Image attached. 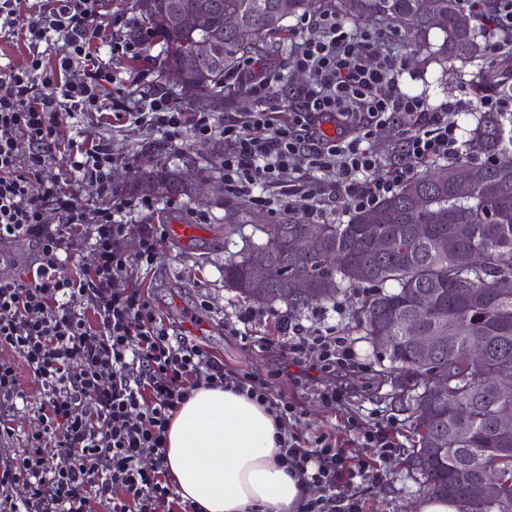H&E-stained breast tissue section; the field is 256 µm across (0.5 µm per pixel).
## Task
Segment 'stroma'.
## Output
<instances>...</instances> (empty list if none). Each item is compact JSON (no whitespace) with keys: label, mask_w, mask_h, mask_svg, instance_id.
<instances>
[{"label":"stroma","mask_w":512,"mask_h":512,"mask_svg":"<svg viewBox=\"0 0 512 512\" xmlns=\"http://www.w3.org/2000/svg\"><path fill=\"white\" fill-rule=\"evenodd\" d=\"M133 0H99L94 24L103 39L93 46L97 55L115 75L106 93L112 102L111 110L76 115L69 125L75 140L94 144L107 142L116 162L112 167V182L122 185L140 168L166 160L168 165L181 168L207 169L214 178H221L222 160L206 154L204 144L187 141L182 147L171 148L162 133L136 126L129 114L146 107L154 97L168 95L183 111L196 112L200 106L184 96L180 90H168L160 73L157 55L160 43H153L152 58L141 54L113 55L112 47L121 42L129 22L136 17ZM296 18H288L287 38L265 39L258 54L250 55L237 73L226 80L224 94L229 100L224 110L216 112V119L232 117L243 112L239 89L251 85L261 72V56L272 55L281 63L276 72L277 96L280 112H287L294 94L304 85L303 75L291 69L290 58L300 41ZM382 38L377 43L378 53H393L405 61L401 77L403 90L427 96L433 106L448 102L458 109L449 113V121L457 122L463 138H471L477 124L474 96L470 83L480 69L501 70L500 60L484 58L480 62L455 60L440 64L431 57L443 42L439 30H431L425 37V51L416 53L403 36L394 35L390 22L375 23ZM46 176L66 182L83 211L85 223L98 220L100 211L108 207L96 191L75 178L61 160L52 161ZM244 210L246 218L234 225L233 233H225L224 216L227 208ZM136 224H191L197 234L183 241L165 235L159 247V257L149 268L143 267L138 254L136 237H129L122 245L131 281L148 295L156 313L173 328L176 334L200 344L219 358L226 372L248 373L269 384L273 394L300 403L303 413L299 419L287 421L290 433L307 440L327 436L329 443L342 448L353 459L374 462V449L365 447L358 430L359 424L382 422L396 444V451L381 470H369L366 478L336 483L338 495L359 499L365 512H416V504L423 493L410 477L407 459L414 443L413 426L405 413L398 410L392 399L390 385L379 384L377 373L388 367L383 353L362 340L356 327L354 312L362 300L372 293L368 284L344 288L330 300L303 310L293 311L286 305L267 309L238 297L224 285V260L246 244L261 243L263 225L273 223L270 214L255 208L248 198L225 195L223 205H198L185 198L154 200L151 209L134 213ZM306 328L333 327L336 335L346 337L352 344L356 358L353 366L336 368L331 374L333 385L344 392L342 401L330 407L315 392L314 384L297 369L282 372L279 369V342L288 338V323ZM238 326L240 337L230 336L227 325ZM252 336V343H244V336Z\"/></svg>","instance_id":"stroma-1"}]
</instances>
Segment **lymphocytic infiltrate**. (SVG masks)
Here are the masks:
<instances>
[{
    "instance_id": "lymphocytic-infiltrate-1",
    "label": "lymphocytic infiltrate",
    "mask_w": 512,
    "mask_h": 512,
    "mask_svg": "<svg viewBox=\"0 0 512 512\" xmlns=\"http://www.w3.org/2000/svg\"><path fill=\"white\" fill-rule=\"evenodd\" d=\"M20 0H0V35L25 36L34 51L28 67L0 66V242L26 238L37 247L34 264L21 274L0 276V443L13 429L7 411L27 402L17 362L41 386L40 430L27 434L25 450L0 468V489L23 485L24 499L0 498V512H189L166 465L169 422L199 387H225L264 405L283 422L299 415L298 404L274 398L268 383L250 374H229L200 345L170 334L149 299L135 286L119 287L128 269L121 244L136 235L143 266L154 264L164 235L156 224H134L132 211L151 199L117 198L107 145L87 147L62 130L73 112H103V83L112 75L94 59L98 0H42L26 29H17ZM302 39L292 67L308 80L286 120H276L273 77L251 86L253 111L216 121L211 113L187 114L166 97L135 113L136 124L162 131L169 142L184 135L224 140V187L248 197L270 214L284 202L264 194L285 175H302L289 196L315 200L330 192L350 209L368 208L413 177L416 167L463 153L458 128L438 116L428 99L402 90L403 62L371 49L374 32L352 29L336 12L300 17ZM59 43L54 65L37 46ZM405 127L403 153L388 177H377L381 158L372 139L383 126ZM63 145L62 161L81 182L112 201L97 223L86 224L71 194L45 179L49 150ZM63 223L50 224L48 211ZM95 253L92 267L70 272L75 240ZM281 355L302 362L312 352L326 361L352 358L350 346L327 330L294 325ZM280 458L289 475L318 489L297 512H361L351 496H337L341 476L365 477L369 465L350 466L326 439L314 442L281 433ZM69 457L56 466L55 456Z\"/></svg>"
}]
</instances>
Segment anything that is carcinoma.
Segmentation results:
<instances>
[{"label": "carcinoma", "instance_id": "1", "mask_svg": "<svg viewBox=\"0 0 512 512\" xmlns=\"http://www.w3.org/2000/svg\"><path fill=\"white\" fill-rule=\"evenodd\" d=\"M168 0H135L137 21L129 37L141 39L150 34L164 46L162 74L177 87L194 83L211 97L224 99V80L239 66L241 59L257 51L260 43L287 32L284 21L312 8L315 0H288V10L279 8L280 0H178L186 6L208 4L212 24L204 34L191 33L170 22ZM465 0H340L345 15L356 21L388 19L399 25L410 46H420L425 34L437 28L445 38L438 53L445 59H476L483 47L480 32L461 28L458 18ZM208 38L224 45V63L187 70L183 58L196 41ZM493 91L512 99V85L505 81L478 76L476 97ZM477 149L488 154L512 144V120L499 112H482L473 130ZM455 161L430 163L418 176L401 185L394 194L382 198L373 207L354 211L347 222H322L327 246L311 258L296 257L278 251H266L263 245L248 246L224 262V283L243 280L252 262L261 257L271 269L269 295L262 305L272 309L278 303L293 310L313 306L325 297L286 293L300 275L313 281L336 280V287L368 283L381 288L369 295L357 314V327L364 339L387 341L384 354L390 366L380 371L383 383L392 382L397 371L416 373L413 387L400 399L402 411L414 419L417 441L412 451L435 445L444 449L441 457L420 474L423 490L459 503V512H502L487 504L480 495L475 477L495 480L502 487L506 502L512 504V398L499 397L488 388L489 382L503 371L512 372V294L504 295L496 287V276L512 273V158L487 163H472L479 181L469 195H460L449 182ZM178 168L157 163L134 176L124 186L132 196L169 199L188 197L175 184ZM417 187L427 195L426 212L445 217L433 226L424 239L413 234L407 219L409 194ZM386 210L391 215L377 223L374 231L389 242V250L380 255L361 238L357 226L373 214ZM468 211L472 222L464 233L454 217ZM306 224L293 213L277 224L263 225L266 238L283 231L295 232ZM479 252L484 267L471 264V255ZM391 290L386 291L384 287ZM427 300L431 312L422 324L423 331L436 335L441 325L448 326L458 338L456 350L435 355L436 367L448 376V398L434 400L426 395V363L402 331L412 305ZM485 343L484 361L473 364L469 346ZM462 403L469 408V420L456 424L449 419L451 408ZM425 427H419L420 419Z\"/></svg>", "mask_w": 512, "mask_h": 512}]
</instances>
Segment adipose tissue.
Here are the masks:
<instances>
[{"mask_svg":"<svg viewBox=\"0 0 512 512\" xmlns=\"http://www.w3.org/2000/svg\"><path fill=\"white\" fill-rule=\"evenodd\" d=\"M265 407L223 388L201 387L167 432L168 472L195 512H295L311 494L279 458Z\"/></svg>","mask_w":512,"mask_h":512,"instance_id":"adipose-tissue-1","label":"adipose tissue"}]
</instances>
